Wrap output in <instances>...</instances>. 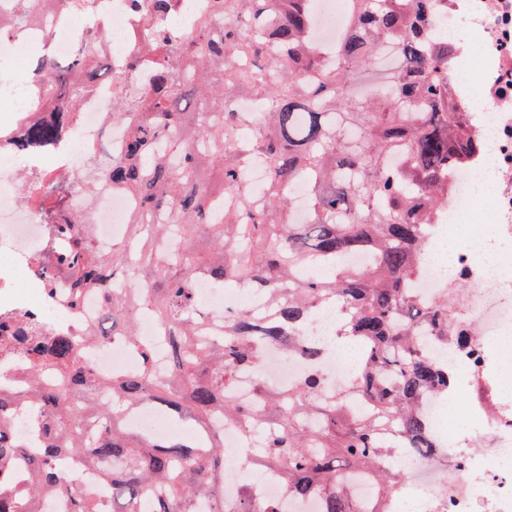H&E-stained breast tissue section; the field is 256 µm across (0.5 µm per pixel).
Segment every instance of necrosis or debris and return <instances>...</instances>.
<instances>
[{
	"label": "necrosis or debris",
	"mask_w": 512,
	"mask_h": 512,
	"mask_svg": "<svg viewBox=\"0 0 512 512\" xmlns=\"http://www.w3.org/2000/svg\"><path fill=\"white\" fill-rule=\"evenodd\" d=\"M99 11L113 32L102 52L113 70H124L132 42L148 45L149 36L138 21L133 0H102ZM473 22L480 26L482 58L490 61L491 72H500L502 60L496 52L499 28L487 12L485 0H450L435 28L455 34ZM74 41L71 16L58 13L51 28L38 24L20 34L1 37L0 60L16 62L34 48L50 50L54 57L63 58L71 54ZM115 96L112 84L101 83L88 88L78 102L77 134L81 141L105 145L111 155L120 151L124 139L122 124L112 119ZM0 102L14 108L6 132L0 136V290L11 288L12 274L20 269L26 274L31 293L27 299L12 296L9 304L0 306V316L7 312L41 314L47 333L73 324L96 327L103 311L96 292L86 293L74 306L62 285L54 301H47L34 262L39 255L52 258L56 246L38 195L32 193L30 183L21 179L22 174L41 170L47 158L59 172L72 170L75 163L68 151L57 145L26 157L12 150L11 139L18 129L46 111L44 104L35 102L29 81L18 82L1 75ZM505 123L506 116L500 113L480 128L482 134L496 141L495 164L483 174L484 179L495 183V190L478 191L473 175L462 176L444 223L434 225L432 230L433 241L452 242V272L470 286L467 303L457 310L458 326L467 344H448L449 351L459 356L454 388L468 394L461 411L469 427L463 431L452 423L446 398L433 396L426 401L424 412L442 459L436 462L416 455L400 456L403 479L393 494L390 512H404L412 499L418 503V512H512V378L495 367L487 348L488 339L512 335V138L503 133ZM138 208L134 195L113 191L109 184H98L90 194L74 186L56 222L68 223L75 211H86L92 218L93 244L107 257L114 243L124 240L123 229ZM477 213L495 228L502 261L499 270L485 267L481 260L486 241L475 238L470 230V221ZM194 288L199 304L211 317L212 327H219L225 307L237 303L247 305L254 321L268 318V297L260 290L249 287L242 293H224L205 278L198 279ZM82 348L102 374L135 366L122 341L108 338L100 343H83ZM305 371L306 363L299 354L278 345L266 346L260 366L240 374L231 397L238 404L252 405L257 380L268 381L285 393L296 386Z\"/></svg>",
	"instance_id": "necrosis-or-debris-1"
}]
</instances>
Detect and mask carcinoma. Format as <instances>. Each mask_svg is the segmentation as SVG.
<instances>
[{"label": "carcinoma", "mask_w": 512, "mask_h": 512, "mask_svg": "<svg viewBox=\"0 0 512 512\" xmlns=\"http://www.w3.org/2000/svg\"><path fill=\"white\" fill-rule=\"evenodd\" d=\"M97 0H42L61 13L88 16L83 50L65 67L44 59L39 93L48 115L16 134L17 150L42 152L76 129L74 103L91 85L97 62L90 48L106 38L96 22ZM174 0H146L143 26L153 38L151 84L142 89L112 74L119 85L112 117L124 121L122 154L97 178L137 196L141 210L127 224L138 244L112 257L95 252L88 217L57 224L64 256L45 267L69 281L70 299L94 290L103 320L137 361L131 371L101 376L79 348V337L103 341L97 329L46 336L18 313L0 322V347L26 351V379L11 390L0 383V512H42V498L68 496L67 512H284L242 486L234 508H224V425L258 429L252 461L281 475L288 496L316 497L322 512H356L345 471L375 474L377 512H387L401 479L380 463L399 451L438 455L423 413L429 395L453 383L448 360L432 358L421 332L442 347L455 335L448 293L425 305L409 284L420 271L429 226L448 210L455 175L470 168L484 141L467 102L450 77L461 45L433 37L431 20L447 0H350V25L332 48L313 40L311 0H213L190 31L176 36L154 21L173 12ZM39 17L33 0H13L11 28ZM379 90L355 92L357 74L385 58ZM239 96L267 103L263 120L238 135ZM268 171L265 202L252 205L243 172L254 156ZM46 219L55 220L69 175L46 177ZM307 186L308 222L288 218L289 191ZM233 202L224 206L225 195ZM178 231L172 253L164 240ZM207 235V253L193 240ZM374 257L364 269L341 260ZM303 269L319 273L301 276ZM199 275L222 286L244 281L265 287L270 321L259 325L240 311L224 330L202 328L193 282ZM340 300L338 330L362 350L363 367L347 388L328 391L322 373L326 349L303 346L302 331L323 302ZM158 336L137 335L141 310ZM268 344L302 354L308 370L295 389L279 395L259 380L252 406L226 395L238 372L263 359ZM108 390L112 403L98 402ZM154 402L195 422V443L156 440L123 422L124 413ZM30 404L42 416L41 447L17 444L9 422ZM97 424L87 433L83 422ZM67 452L102 473L108 493L73 485L57 465Z\"/></svg>", "instance_id": "obj_1"}]
</instances>
